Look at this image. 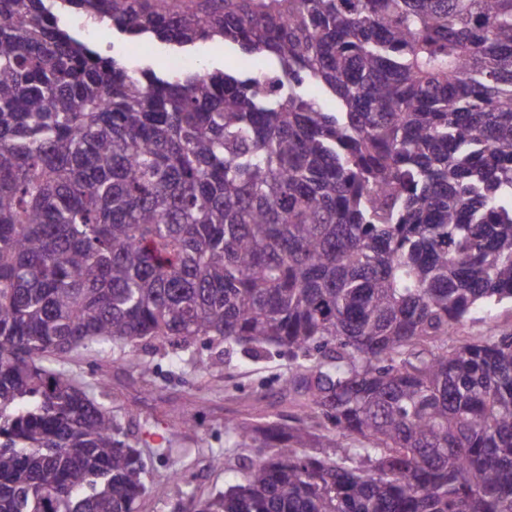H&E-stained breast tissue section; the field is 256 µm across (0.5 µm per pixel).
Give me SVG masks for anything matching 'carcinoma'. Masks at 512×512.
I'll return each mask as SVG.
<instances>
[{
    "mask_svg": "<svg viewBox=\"0 0 512 512\" xmlns=\"http://www.w3.org/2000/svg\"><path fill=\"white\" fill-rule=\"evenodd\" d=\"M508 302L512 0H0V512H137L44 361L148 337L286 349L336 429L229 422L255 456L198 512H512V333L448 344ZM111 41L114 44V54L122 58L132 67L150 65L157 72H165L168 59L173 55L169 46L161 44L148 36L130 38L114 32ZM192 51L209 69H224V63L235 62V53L221 41L200 43Z\"/></svg>",
    "mask_w": 512,
    "mask_h": 512,
    "instance_id": "obj_1",
    "label": "carcinoma"
}]
</instances>
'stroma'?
I'll return each mask as SVG.
<instances>
[{
    "label": "stroma",
    "instance_id": "1",
    "mask_svg": "<svg viewBox=\"0 0 512 512\" xmlns=\"http://www.w3.org/2000/svg\"><path fill=\"white\" fill-rule=\"evenodd\" d=\"M112 41L115 54L133 68L148 65L162 72L172 55L169 46L147 36L116 34ZM494 329L512 331L511 305L499 306L489 319L473 315L458 327L453 341L474 342ZM217 356L224 359L221 371L199 370L200 361ZM48 363L86 384L106 382L120 437L141 450L146 465L138 512H192L200 500L239 481L245 453L228 448L225 426L250 406L286 425L295 415L283 388L292 363L284 349L255 355L235 344L204 339L187 346L148 339L132 348L92 346L54 355ZM143 363L149 373L140 371ZM174 411L194 416V425L171 427ZM217 456L223 468H214Z\"/></svg>",
    "mask_w": 512,
    "mask_h": 512
}]
</instances>
